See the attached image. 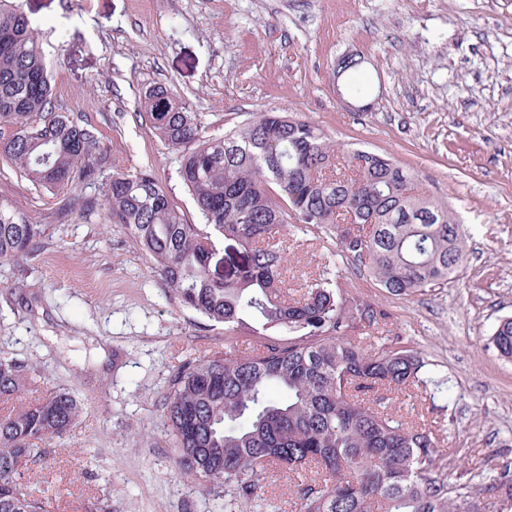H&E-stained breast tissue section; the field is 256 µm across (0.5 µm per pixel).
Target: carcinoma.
<instances>
[{
  "label": "carcinoma",
  "instance_id": "1",
  "mask_svg": "<svg viewBox=\"0 0 512 512\" xmlns=\"http://www.w3.org/2000/svg\"><path fill=\"white\" fill-rule=\"evenodd\" d=\"M150 130L180 153V177L204 217L189 224L146 171L116 173L102 184L107 214L136 238L186 307L233 331L251 320L250 354L183 364L165 418L179 473L247 503L263 497V476L287 470L299 480L298 512H481L472 478L451 480L422 423L407 422L384 393L405 391L423 359L407 345L366 349L356 331L386 314L348 297L330 278L300 295L285 288L288 251L277 236L290 226L335 234L338 256L367 270L387 293L442 288L463 260L460 226L429 195L412 198L415 176L391 158L362 150L339 157L311 122L265 112L224 133L205 135L192 112L164 86L144 92ZM0 155L35 187H72L78 215L92 216L101 160L94 133L53 111L51 81L35 29L21 8L0 0ZM48 230L0 208V259L32 253ZM220 240L242 248L228 274L212 268ZM270 331L287 338L273 340ZM490 342L512 361V317ZM22 364L0 357V399L25 390ZM61 389L0 414V512H49L19 470L43 455L79 416ZM493 512H512V459L483 478Z\"/></svg>",
  "mask_w": 512,
  "mask_h": 512
}]
</instances>
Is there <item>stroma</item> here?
Listing matches in <instances>:
<instances>
[{"label":"stroma","mask_w":512,"mask_h":512,"mask_svg":"<svg viewBox=\"0 0 512 512\" xmlns=\"http://www.w3.org/2000/svg\"><path fill=\"white\" fill-rule=\"evenodd\" d=\"M20 3L38 30L53 108L95 134L104 176L151 172L188 223L203 218L179 154L140 117L155 86L213 137L263 112L310 121L335 151L392 157L448 206L465 258L447 286L393 296L350 265L338 285L388 313L385 337L421 352L424 384L389 393L388 404L435 429L449 477L475 474L470 494L486 502L478 474L512 458V361L488 345L512 316V0ZM347 56L359 65L338 74ZM72 203L71 189L40 190L0 157V206L48 227L33 255L0 262V356L28 371L27 396L0 401V413L60 388L81 404L22 482L50 512H231L223 488L178 474L164 407L182 364L247 349L252 332L184 307L105 209L85 220ZM289 244L284 280L302 290L336 241L319 227Z\"/></svg>","instance_id":"obj_1"}]
</instances>
